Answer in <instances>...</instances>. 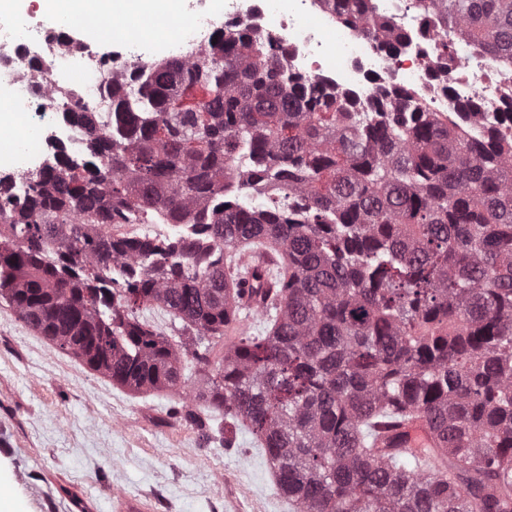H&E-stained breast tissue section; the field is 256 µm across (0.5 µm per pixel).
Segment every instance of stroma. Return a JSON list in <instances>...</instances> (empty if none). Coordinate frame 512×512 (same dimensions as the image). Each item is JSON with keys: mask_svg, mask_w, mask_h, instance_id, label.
<instances>
[{"mask_svg": "<svg viewBox=\"0 0 512 512\" xmlns=\"http://www.w3.org/2000/svg\"><path fill=\"white\" fill-rule=\"evenodd\" d=\"M184 388L135 393L54 351L0 301V500L12 512H293L247 429L176 416Z\"/></svg>", "mask_w": 512, "mask_h": 512, "instance_id": "stroma-1", "label": "stroma"}]
</instances>
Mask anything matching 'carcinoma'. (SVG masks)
Returning <instances> with one entry per match:
<instances>
[{"mask_svg": "<svg viewBox=\"0 0 512 512\" xmlns=\"http://www.w3.org/2000/svg\"><path fill=\"white\" fill-rule=\"evenodd\" d=\"M325 2L401 38L367 0ZM415 3L442 39L456 22L512 59V0ZM216 35L204 61L112 91L111 116L75 114L109 168L63 157L26 201L0 191V299L137 393L182 384L186 343L137 316L166 309L192 335L194 398L251 430L293 512H512V139L407 98L346 112L269 37ZM155 213L195 230L100 232ZM249 311L264 335L211 367L207 342ZM417 419L432 447L381 444Z\"/></svg>", "mask_w": 512, "mask_h": 512, "instance_id": "cac0c4a2", "label": "carcinoma"}]
</instances>
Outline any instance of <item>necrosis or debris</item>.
<instances>
[{
	"mask_svg": "<svg viewBox=\"0 0 512 512\" xmlns=\"http://www.w3.org/2000/svg\"><path fill=\"white\" fill-rule=\"evenodd\" d=\"M277 2L224 0L215 14L207 0H161L165 35L127 40L111 51L61 27L38 0L24 12L0 11V109L23 124L18 134L0 126V140L12 142L10 159L0 161V181L20 196L57 152L82 162L84 134L67 113L109 110L104 89L112 82L131 83L161 55L202 61L215 32L234 27L272 37L290 73L340 95L347 111H373L405 90L442 114L476 100L480 121L512 136V122L504 118L512 104V63L491 58L453 30L440 46L432 36L435 17L415 11L412 0H370V18L403 35L393 49L341 22L320 0H292L285 11Z\"/></svg>",
	"mask_w": 512,
	"mask_h": 512,
	"instance_id": "1",
	"label": "necrosis or debris"
}]
</instances>
